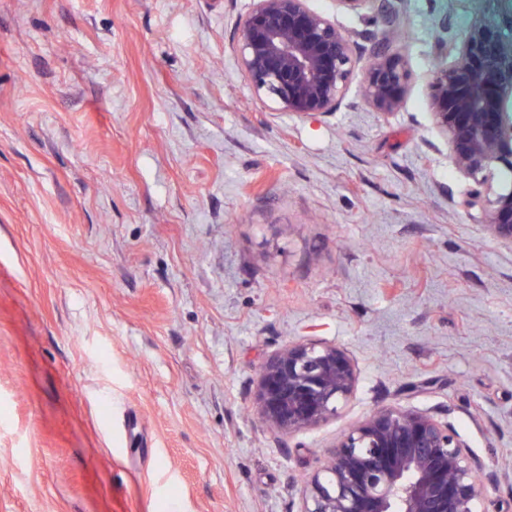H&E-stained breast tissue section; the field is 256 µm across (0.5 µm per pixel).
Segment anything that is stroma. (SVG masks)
<instances>
[{
  "label": "stroma",
  "mask_w": 512,
  "mask_h": 512,
  "mask_svg": "<svg viewBox=\"0 0 512 512\" xmlns=\"http://www.w3.org/2000/svg\"><path fill=\"white\" fill-rule=\"evenodd\" d=\"M410 72L376 112L294 116L250 90L251 0H0V512H298L337 438L431 413L512 512V244L432 124L439 20L496 0H401ZM345 349L357 384L288 436L260 420L280 349Z\"/></svg>",
  "instance_id": "obj_1"
}]
</instances>
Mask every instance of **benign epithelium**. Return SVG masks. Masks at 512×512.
I'll list each match as a JSON object with an SVG mask.
<instances>
[{"label": "benign epithelium", "mask_w": 512, "mask_h": 512, "mask_svg": "<svg viewBox=\"0 0 512 512\" xmlns=\"http://www.w3.org/2000/svg\"><path fill=\"white\" fill-rule=\"evenodd\" d=\"M336 10L376 9L388 22L399 0H334ZM512 8L499 24H470L439 44L428 83L432 120L456 168L473 181L463 202L479 209L489 230L512 244V185L493 190L494 172L512 171ZM341 30L309 0H252L236 25L242 69L255 95L296 115L340 106L364 52L372 61L362 87L378 112L399 111L410 73L382 41ZM356 384L354 365L335 344L301 342L273 355L261 370L257 405L275 431L292 434L336 415ZM448 424L423 411L375 410L342 434L327 464L306 479L300 512H474L480 461Z\"/></svg>", "instance_id": "benign-epithelium-1"}]
</instances>
